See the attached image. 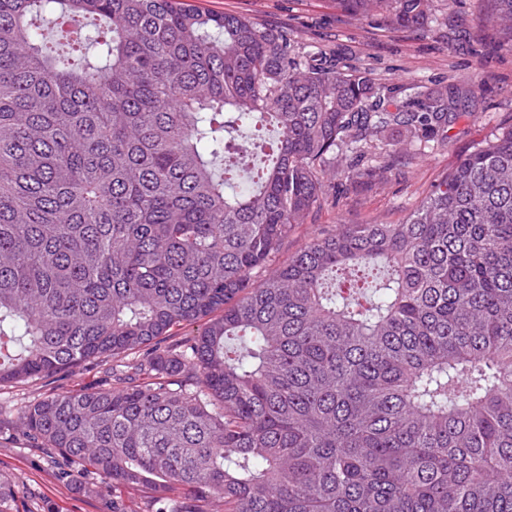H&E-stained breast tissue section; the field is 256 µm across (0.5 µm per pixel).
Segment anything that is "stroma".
<instances>
[{"label": "stroma", "instance_id": "obj_1", "mask_svg": "<svg viewBox=\"0 0 512 512\" xmlns=\"http://www.w3.org/2000/svg\"><path fill=\"white\" fill-rule=\"evenodd\" d=\"M205 11L233 12L287 31L304 51L322 50L343 64L370 74L391 91L394 105L416 99L422 87L436 84L472 88L444 141L425 154L405 148L393 132L386 141L391 157L380 179L347 181L283 247L288 259L312 236L337 224L396 223L419 205L430 186L457 166L478 143L512 127V48L503 46L493 24L480 21L481 0H432L436 27L393 28L383 16L359 17L338 11L333 0H184ZM110 361L78 373L0 385V412L48 394L101 387ZM0 512H110L112 486L98 482L86 493L58 474L57 456L31 447L21 435L0 430Z\"/></svg>", "mask_w": 512, "mask_h": 512}]
</instances>
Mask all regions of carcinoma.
Returning a JSON list of instances; mask_svg holds the SVG:
<instances>
[{"mask_svg": "<svg viewBox=\"0 0 512 512\" xmlns=\"http://www.w3.org/2000/svg\"><path fill=\"white\" fill-rule=\"evenodd\" d=\"M66 17L97 54L41 41ZM486 17L512 47V0ZM421 96L392 111L366 72L180 0H0V384L112 360L14 427L153 512H512V128L401 223L277 263L336 179L386 169L384 133L423 151L472 92Z\"/></svg>", "mask_w": 512, "mask_h": 512, "instance_id": "1", "label": "carcinoma"}]
</instances>
